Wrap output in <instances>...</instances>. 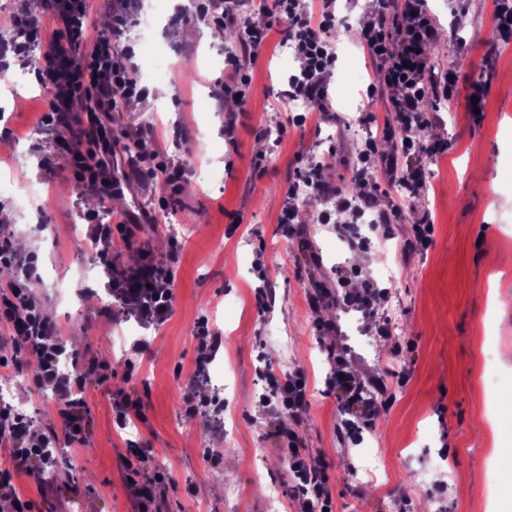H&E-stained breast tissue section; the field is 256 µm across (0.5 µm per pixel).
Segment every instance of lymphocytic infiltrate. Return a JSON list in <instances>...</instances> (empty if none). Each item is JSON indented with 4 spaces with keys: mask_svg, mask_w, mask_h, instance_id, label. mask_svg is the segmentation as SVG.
<instances>
[{
    "mask_svg": "<svg viewBox=\"0 0 512 512\" xmlns=\"http://www.w3.org/2000/svg\"><path fill=\"white\" fill-rule=\"evenodd\" d=\"M336 2L320 0L317 12L313 13L306 10L302 0H271L270 6L263 9L262 23L245 25L240 21V0H206L203 9L213 26L235 27L240 31L239 52L224 57L225 99L245 104L250 89L245 64L257 57L270 32L276 29L303 61L299 73L288 77L287 98L307 103L308 108L290 114L289 124L305 127L311 110L327 111L329 78L338 60L329 40L338 20ZM43 9L54 22L50 48L44 53L38 71L41 84L51 92L43 121L48 125H68L74 101L94 96L98 114L81 133L88 149L70 150L69 166L75 184L91 190L98 210L105 211L118 183L112 170L118 141L111 126L101 121L99 115L114 110L117 100L145 96L127 55L112 48L113 40L124 33L125 19L115 17L110 36L84 52L80 46L86 39L88 0H45ZM439 36L427 0H381L361 30L360 46L378 64L379 82L368 85L367 93L375 95L381 87L391 91V112L383 122L381 138L366 140L352 167L359 192L356 198H349L326 180V161L308 160L298 167L295 179L288 183V203L280 217L284 235L299 237L302 244H309L311 228L297 223L296 202L303 195L321 197L329 202L330 208L319 214V223L334 224L337 236L350 250L366 251L369 243L360 235L359 225L379 228L391 223L397 215L396 208L379 207V179L397 184L409 195L418 194L424 188V160L434 157L436 151L423 149L412 132L417 127L437 123L439 116L424 111L422 102L427 97L448 99L458 86L457 80L435 71L431 49ZM389 140L394 141V150L383 149V142ZM337 213L345 215V222L334 223L333 216ZM172 282L169 271L157 264L151 253L145 252L135 264L113 271L108 286L113 297L131 304L132 313L140 323L160 325L173 311ZM0 322L9 327L5 343L12 350L14 367L24 368L23 352L34 349L37 358L31 374L34 389L53 391L61 402L58 411L61 432L50 436L33 434L28 417L12 407L0 406V444L9 447L13 462L12 469L0 471V499L12 500L15 512H28V503L16 496L13 477L36 466H48V449L84 443L88 423L79 394L98 373L99 366L91 361L73 372H61L57 329L44 316L28 288L13 285L0 290ZM265 379L278 398L272 410L274 421L269 435L288 441L289 466L304 487L302 512H324L331 505L329 478L318 459L301 454L304 440L296 428L308 409L306 374L299 368L284 377L269 372ZM327 385L336 393L346 415L339 429L343 436L353 434L359 424L371 427L389 403L385 380L376 372L361 380L340 366Z\"/></svg>",
    "mask_w": 512,
    "mask_h": 512,
    "instance_id": "1",
    "label": "lymphocytic infiltrate"
}]
</instances>
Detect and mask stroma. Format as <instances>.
<instances>
[{
  "instance_id": "35a3bbf8",
  "label": "stroma",
  "mask_w": 512,
  "mask_h": 512,
  "mask_svg": "<svg viewBox=\"0 0 512 512\" xmlns=\"http://www.w3.org/2000/svg\"><path fill=\"white\" fill-rule=\"evenodd\" d=\"M428 5L439 31L455 29L462 39L458 57L433 53L435 71L453 68L487 83L481 118L472 120L462 89L432 102L441 123L428 128L423 142L448 148L431 161L420 195L407 197L380 182L381 207H400L387 244L375 241L368 252H353L332 228L316 226L309 260L278 224L298 159L331 156L327 178L350 185L362 143L378 132L357 117H385L390 104L386 89L366 97L377 72L349 35L369 18L366 0H338L340 22L331 35L340 70L352 55L362 75L354 87L343 86L340 70L329 80L331 109L345 124L321 119L302 130L289 126L292 104L284 93L297 56L275 32L249 66L251 96L237 112L233 146L224 140V71L202 64L223 48L213 27L199 14L185 23L182 0H137L131 18L161 16L155 39L170 68L163 79L145 81L138 111L112 113V130L122 134L133 122L153 126L139 156L166 152L186 178L175 195L159 182L137 184L121 207L149 210L155 224L129 241L113 232L112 257L122 268L147 250L163 264L178 249L173 311L159 326L137 323L128 306L113 299L103 267L86 247L84 214L95 200L76 189L65 152L51 159L44 153L53 141H73L86 111L76 110L70 127L46 126L49 95L37 71L28 58L6 57L0 136L12 149L0 153V176L10 177L19 192L0 193V237L36 240L32 287L54 311L64 358H91L101 366L82 393L90 422L86 445L57 453L52 468L14 481L31 512H138L126 465V450L136 442L151 448L150 467L164 476L152 489L160 512H268L271 492L279 512H301L303 492L283 466V448L266 437L271 392L262 374L280 363L306 372L310 406L299 431L304 452L326 468L332 512L492 507L483 495L485 473L512 448V43L493 45L490 0ZM188 68L190 82L183 79ZM425 213L430 243L401 254ZM258 262L269 272L263 283L254 276ZM354 265L386 291L376 315L336 305L310 309L314 284L359 291L361 279L341 277ZM262 285L271 294L264 307L254 297ZM203 316L223 339L217 357L224 380L206 386L224 399L220 435L183 406L200 355L194 326ZM325 318L336 323L337 335L316 334L315 322ZM382 324L388 336L379 335ZM272 327L287 340V355L268 341ZM340 356L357 376L382 371L387 378L389 406L358 446L338 437L343 415L326 391ZM1 374L11 376L8 400L36 433L58 429L60 402L52 391L30 388L29 370L0 365ZM120 390L139 401L142 413L123 428L112 413V395ZM362 446L378 456L377 467L360 468ZM492 508L512 512V499Z\"/></svg>"
}]
</instances>
